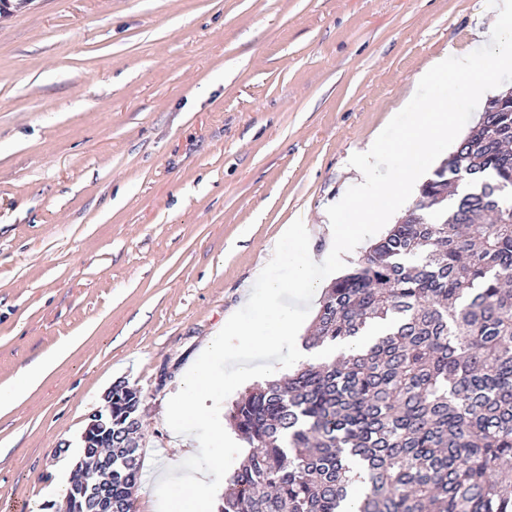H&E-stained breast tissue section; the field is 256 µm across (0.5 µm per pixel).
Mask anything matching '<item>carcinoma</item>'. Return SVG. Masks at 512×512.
Masks as SVG:
<instances>
[{
	"mask_svg": "<svg viewBox=\"0 0 512 512\" xmlns=\"http://www.w3.org/2000/svg\"><path fill=\"white\" fill-rule=\"evenodd\" d=\"M512 92L419 198L326 289L305 346L398 322L362 349L245 392L225 415L250 448L218 512H512ZM140 396L112 402L88 471L112 505L140 478Z\"/></svg>",
	"mask_w": 512,
	"mask_h": 512,
	"instance_id": "1",
	"label": "carcinoma"
}]
</instances>
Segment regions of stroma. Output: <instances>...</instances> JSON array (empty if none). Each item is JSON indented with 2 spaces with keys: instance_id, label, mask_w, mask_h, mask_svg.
Listing matches in <instances>:
<instances>
[{
  "instance_id": "35a3bbf8",
  "label": "stroma",
  "mask_w": 512,
  "mask_h": 512,
  "mask_svg": "<svg viewBox=\"0 0 512 512\" xmlns=\"http://www.w3.org/2000/svg\"><path fill=\"white\" fill-rule=\"evenodd\" d=\"M482 0H8L0 12V512H53L90 412L141 391L135 512H169L163 408L284 227L329 241L350 157ZM73 342L64 345L58 353L39 363L24 368L9 382L0 384V410H9L25 400L69 351Z\"/></svg>"
}]
</instances>
